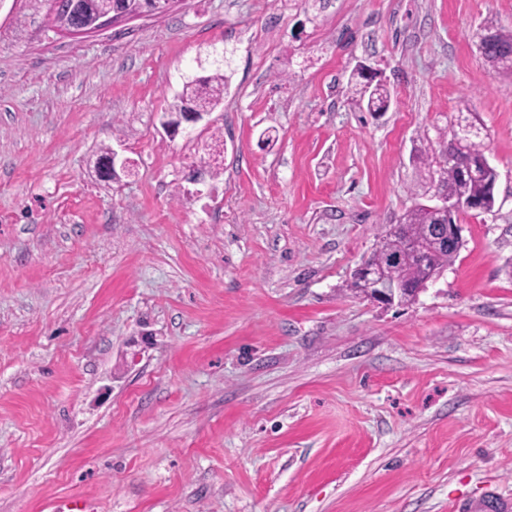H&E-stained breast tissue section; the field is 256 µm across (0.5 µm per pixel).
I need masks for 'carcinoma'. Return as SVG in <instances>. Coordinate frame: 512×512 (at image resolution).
I'll use <instances>...</instances> for the list:
<instances>
[{
  "mask_svg": "<svg viewBox=\"0 0 512 512\" xmlns=\"http://www.w3.org/2000/svg\"><path fill=\"white\" fill-rule=\"evenodd\" d=\"M91 6L101 11H123L140 14L146 11L163 12L164 0H91ZM485 38L479 41L478 51L486 65L494 70L512 73V29L488 24L481 31ZM358 80L351 87L353 98L366 103L367 111L381 112L389 108L390 92L380 80L373 82L357 70ZM228 77L219 70L196 82H189L172 106L174 112H211L223 100ZM452 129L456 130L449 157L440 167L438 193L461 205L457 214L469 212L464 203L471 202L479 212H490L495 206V186L498 172L485 163L484 127L477 122L469 104L459 109V116ZM448 223L425 206H416L406 212L400 222L393 225L382 238L370 258L381 276L399 281L411 288L405 299L415 296L441 269L452 263L460 247L438 242L437 225ZM414 240L421 246L417 254L405 255L399 266L387 264L386 257L405 251V244Z\"/></svg>",
  "mask_w": 512,
  "mask_h": 512,
  "instance_id": "1",
  "label": "carcinoma"
}]
</instances>
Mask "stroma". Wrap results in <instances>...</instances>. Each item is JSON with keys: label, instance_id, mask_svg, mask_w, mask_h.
Listing matches in <instances>:
<instances>
[{"label": "stroma", "instance_id": "35a3bbf8", "mask_svg": "<svg viewBox=\"0 0 512 512\" xmlns=\"http://www.w3.org/2000/svg\"><path fill=\"white\" fill-rule=\"evenodd\" d=\"M0 5V512H453L512 500V0H178L71 36ZM380 70L387 112L348 92ZM223 103L169 136L184 83ZM470 102L499 174L455 261L355 269ZM222 139L212 159L208 147ZM130 159L107 182L102 151ZM488 35V37L481 36ZM478 51L486 65L512 73V29L487 24L479 36ZM509 504L499 493L491 491L480 502L476 504L459 503L454 512H508Z\"/></svg>", "mask_w": 512, "mask_h": 512}]
</instances>
